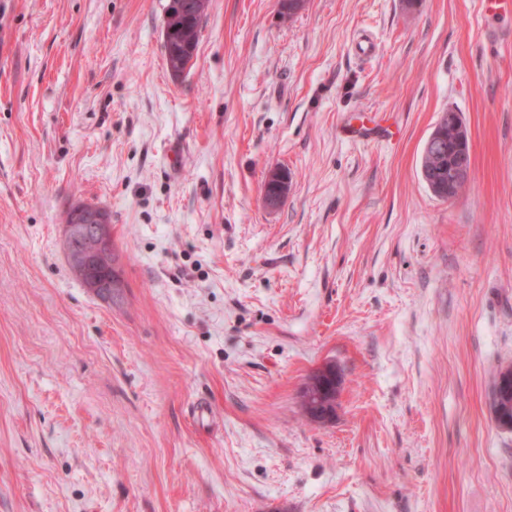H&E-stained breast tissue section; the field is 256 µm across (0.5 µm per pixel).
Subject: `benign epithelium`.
<instances>
[{
	"label": "benign epithelium",
	"instance_id": "obj_1",
	"mask_svg": "<svg viewBox=\"0 0 512 512\" xmlns=\"http://www.w3.org/2000/svg\"><path fill=\"white\" fill-rule=\"evenodd\" d=\"M448 128L458 147L448 152V185H436L437 196L450 198L467 183L471 159L465 149V124L458 113L448 111ZM65 254L70 267L84 273V286L99 299L112 303V289L123 287L118 261L112 258V225L107 211L97 205L75 206L70 222L63 225Z\"/></svg>",
	"mask_w": 512,
	"mask_h": 512
}]
</instances>
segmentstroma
Masks as SVG:
<instances>
[{
  "label": "stroma",
  "mask_w": 512,
  "mask_h": 512,
  "mask_svg": "<svg viewBox=\"0 0 512 512\" xmlns=\"http://www.w3.org/2000/svg\"><path fill=\"white\" fill-rule=\"evenodd\" d=\"M166 2L0 0V512H512L505 28L477 0H210L176 78ZM451 110L471 178L443 202L420 163ZM78 203L111 216L113 303L69 273ZM327 375V381L324 383V386L327 388H332L336 384V391H334V394L327 395L319 404L318 406H308L305 401L304 397L306 395V392L309 390V387L312 385L313 382H316L318 380L317 372L313 373L311 376H309L303 390H302V402H301V410L305 417H309L312 421H317L318 415L323 414L325 411L329 410L330 412L334 413L336 408V396L338 391V381H339V375L336 371V378L334 374L326 373ZM340 383V381H339Z\"/></svg>",
  "instance_id": "35a3bbf8"
}]
</instances>
